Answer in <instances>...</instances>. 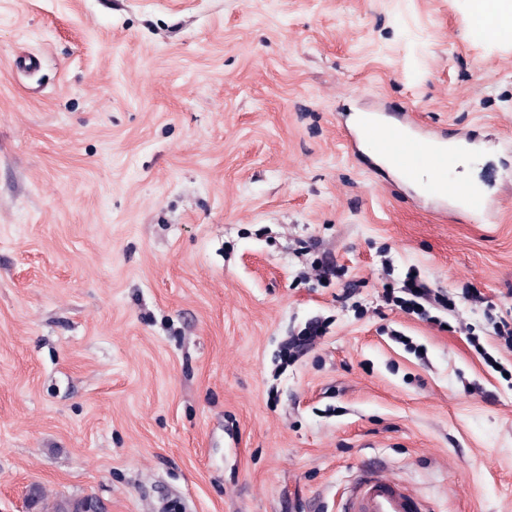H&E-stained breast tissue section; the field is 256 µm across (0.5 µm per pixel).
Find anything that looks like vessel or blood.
<instances>
[{
	"instance_id": "1",
	"label": "vessel or blood",
	"mask_w": 512,
	"mask_h": 512,
	"mask_svg": "<svg viewBox=\"0 0 512 512\" xmlns=\"http://www.w3.org/2000/svg\"><path fill=\"white\" fill-rule=\"evenodd\" d=\"M347 142L353 149L370 146L408 182H416L419 171L428 169L431 177L426 182L427 193L442 196L469 212L486 213L491 209L482 192L449 179L447 151L439 148L436 137L408 114L392 120L380 112L363 113ZM343 512H432V508L381 470L370 469L351 486Z\"/></svg>"
}]
</instances>
